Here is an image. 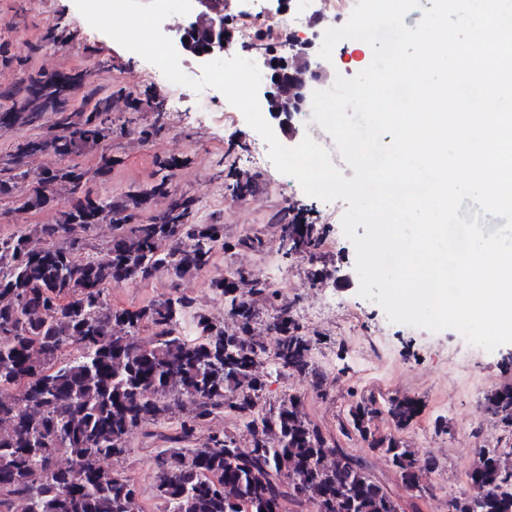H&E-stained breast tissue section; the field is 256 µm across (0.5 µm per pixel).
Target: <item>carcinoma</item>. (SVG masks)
I'll list each match as a JSON object with an SVG mask.
<instances>
[{
	"label": "carcinoma",
	"instance_id": "obj_1",
	"mask_svg": "<svg viewBox=\"0 0 512 512\" xmlns=\"http://www.w3.org/2000/svg\"><path fill=\"white\" fill-rule=\"evenodd\" d=\"M84 85L80 74H31L9 93L13 106L0 125L40 126L55 117L60 134L17 141L0 166V196L17 195L22 206L55 208L56 224L37 229L40 248L23 233L0 235V512H142L140 488L129 475L102 468L101 461L128 454L136 431L165 443L157 455L155 493L161 512H238L246 499L252 512H282L293 501L288 487L299 482L311 512H399L388 490L369 472L365 458L351 454L308 419L303 397L290 394L261 406L266 389L259 367L272 360L285 375L318 389L322 375L312 361L320 338L302 331L293 307L267 280L236 268L212 282L224 297L227 325L197 300L175 288L165 299L138 308H103L106 291L159 273L178 280L207 267L214 249L259 251L261 238L231 244L222 224L194 221L195 199L171 192L159 162L155 178L108 202L84 189L89 172L76 163L35 175L24 158L52 152L62 159L104 141L112 96L85 91L91 112L71 108ZM69 187L62 201L57 188ZM156 197L170 202L164 217L146 224L139 213ZM108 221L112 239L106 257H79L74 233ZM321 228L285 224L281 240L308 257L306 279L315 284L326 266L316 249ZM21 387L19 397L5 391ZM192 414L169 427L182 399ZM485 412L512 427V389L484 398ZM225 411L245 422V446L228 432L203 444L196 433ZM418 412L411 399L393 398L388 413L403 429ZM374 399L362 396L340 423L343 436L357 437L366 451L386 458L408 489L419 485L415 451L395 434L372 428ZM468 473L480 495L448 500V512H512V461L478 449Z\"/></svg>",
	"mask_w": 512,
	"mask_h": 512
}]
</instances>
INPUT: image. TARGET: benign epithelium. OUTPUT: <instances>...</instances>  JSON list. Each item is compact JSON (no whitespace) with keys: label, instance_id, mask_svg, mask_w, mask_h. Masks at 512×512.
<instances>
[{"label":"benign epithelium","instance_id":"benign-epithelium-1","mask_svg":"<svg viewBox=\"0 0 512 512\" xmlns=\"http://www.w3.org/2000/svg\"><path fill=\"white\" fill-rule=\"evenodd\" d=\"M226 0H192L189 15L198 22L194 28L177 32L174 47L203 65L222 58L229 50L233 34L228 29ZM293 36L289 53L266 57L270 82L261 91V101L279 128L292 140L297 134L296 117L306 111L313 92L320 89L328 62L315 53V38Z\"/></svg>","mask_w":512,"mask_h":512}]
</instances>
